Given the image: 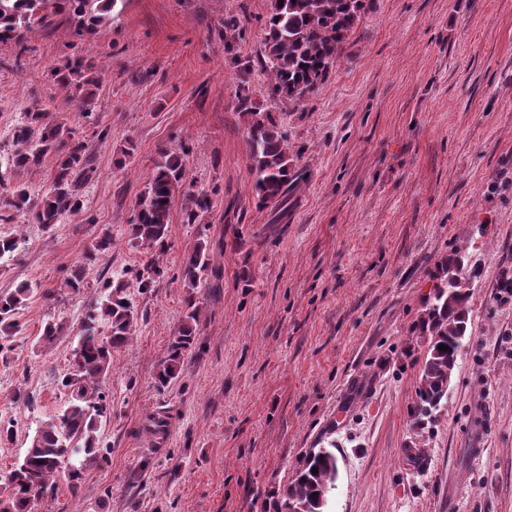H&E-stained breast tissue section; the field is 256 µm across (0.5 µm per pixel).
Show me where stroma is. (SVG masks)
I'll list each match as a JSON object with an SVG mask.
<instances>
[{"label":"stroma","instance_id":"1","mask_svg":"<svg viewBox=\"0 0 512 512\" xmlns=\"http://www.w3.org/2000/svg\"><path fill=\"white\" fill-rule=\"evenodd\" d=\"M269 0H125L110 26L70 27L0 44V155L37 102L94 135L80 215L50 233L26 211L0 220L22 244L0 263V293L38 292L0 361V469L63 407L61 384L88 299L151 253L128 224L161 149L183 151L187 183L210 202L188 223L183 197L152 288L128 278L140 319L100 384L107 459L78 494L60 486L42 512H275L307 455L333 447L327 512H512V0H373L320 90L272 99L259 61ZM237 18L243 30L226 27ZM96 79L83 111L52 83L74 59ZM275 113L298 153L287 200L258 206L239 96ZM57 159L12 173L0 195L50 187ZM109 249L95 251L103 236ZM206 287L180 279L198 237ZM480 269L448 402L422 426L409 410L427 343L414 330L429 274L451 249ZM81 272L74 292L64 279ZM198 341L157 389L159 361L188 303ZM56 344H37L46 321ZM23 390L27 402L13 399ZM163 412L165 437L149 432ZM422 449L412 462L402 450Z\"/></svg>","mask_w":512,"mask_h":512}]
</instances>
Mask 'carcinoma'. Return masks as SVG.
I'll use <instances>...</instances> for the list:
<instances>
[{
    "label": "carcinoma",
    "mask_w": 512,
    "mask_h": 512,
    "mask_svg": "<svg viewBox=\"0 0 512 512\" xmlns=\"http://www.w3.org/2000/svg\"><path fill=\"white\" fill-rule=\"evenodd\" d=\"M372 0H271L264 20V55L261 66L272 79L271 91L294 105L313 96L327 81L331 68L341 56L351 32ZM123 0H0V41L20 42L35 26L49 27L54 18L68 15L77 40L96 34L112 22V14ZM82 65L74 60L51 71L54 84L69 91V98L87 106L92 94L88 81L79 78ZM247 123L250 173L256 204L266 206L288 195L295 185V160L287 137L271 112L250 105L249 94L239 98ZM14 150L9 166L36 167L45 157H57L49 190L36 204L24 187L0 199V208L26 211L33 223L51 232L63 219L83 206L80 188L90 178L87 170L90 146L85 138L54 120L40 104L32 103L24 121L13 130ZM185 162L174 151H163L155 170L137 197L128 235L135 245L150 251H164L171 233L172 200L184 186ZM187 223H196L199 212L208 207L204 196L189 195ZM211 262L207 243L199 238L186 251L181 276L186 288L195 291L207 281ZM162 274L151 259L137 274L146 290ZM479 270L468 266L464 250L455 248L430 273L433 288L425 316L415 329L426 337L427 352L421 366L420 385L410 416L416 425L448 403V384L457 365L470 320L472 283ZM102 295L91 301L81 322L77 345L72 350L71 371L62 386L69 390L65 405L36 430L30 446L7 472L0 471V512H36L40 502L53 497L57 480L78 490L86 468L106 459L100 438L101 403L99 384L112 369L113 352L133 336L139 313L121 277L109 279ZM35 288L24 283L0 294V355L7 356L10 341L22 331L17 319ZM199 308L192 302L178 335L156 367L155 383L167 388L180 374L185 356L195 349ZM65 335L64 325L48 321L38 339L41 346ZM448 346L442 351L439 345ZM318 473H312V469ZM336 456L327 448L309 454L297 477L288 484L278 512L299 508L302 512H324L328 494L336 481Z\"/></svg>",
    "instance_id": "cac0c4a2"
}]
</instances>
